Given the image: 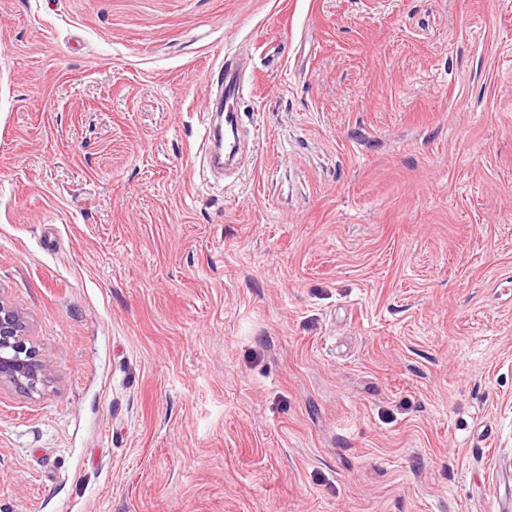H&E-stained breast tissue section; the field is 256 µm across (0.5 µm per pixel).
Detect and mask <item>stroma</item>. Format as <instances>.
Here are the masks:
<instances>
[{"label":"stroma","mask_w":512,"mask_h":512,"mask_svg":"<svg viewBox=\"0 0 512 512\" xmlns=\"http://www.w3.org/2000/svg\"><path fill=\"white\" fill-rule=\"evenodd\" d=\"M0 298V512H512V0H0ZM219 74H223V78L217 79V90L224 100V131L228 132V128L233 131V123L237 121V116L231 111L236 100L240 99L247 90V79L243 73L231 60L225 58L217 67ZM22 315L0 300V383L35 390L46 380L47 365L30 345Z\"/></svg>","instance_id":"1"}]
</instances>
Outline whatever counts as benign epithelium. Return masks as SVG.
<instances>
[{
	"mask_svg": "<svg viewBox=\"0 0 512 512\" xmlns=\"http://www.w3.org/2000/svg\"><path fill=\"white\" fill-rule=\"evenodd\" d=\"M47 365L30 345L22 315L0 300V383L34 390L46 380Z\"/></svg>",
	"mask_w": 512,
	"mask_h": 512,
	"instance_id": "1",
	"label": "benign epithelium"
}]
</instances>
